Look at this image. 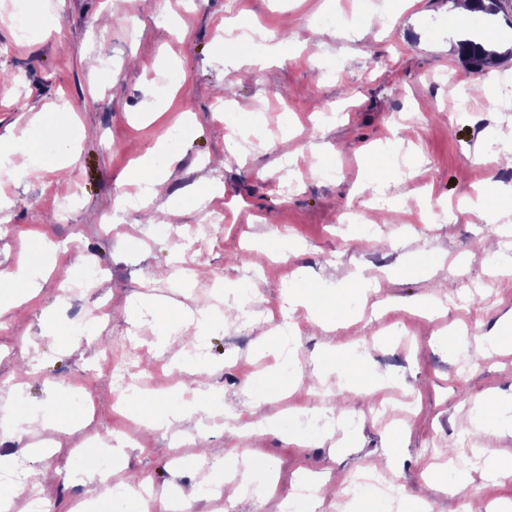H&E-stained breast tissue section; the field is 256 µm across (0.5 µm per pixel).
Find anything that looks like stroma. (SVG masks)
I'll return each mask as SVG.
<instances>
[{
  "label": "stroma",
  "mask_w": 512,
  "mask_h": 512,
  "mask_svg": "<svg viewBox=\"0 0 512 512\" xmlns=\"http://www.w3.org/2000/svg\"><path fill=\"white\" fill-rule=\"evenodd\" d=\"M39 16L35 37L18 41L0 0V137L23 146L0 168V201L11 217L0 223V272L26 268L40 291L0 314V400L22 414V443L5 441L37 478L50 512L78 503L98 512H139L136 499L107 502L101 488L79 480L74 446L89 436H111L124 453L112 474L150 479L155 493H182L189 512H386L387 501L369 476L385 461L390 434L400 458L392 484L410 512H466L465 495H418L432 468L447 465L448 449H463L467 478L484 504L512 502V473L487 481L482 449L512 460V290L480 287L512 269V210L487 222L478 191L512 192V166L488 152L490 139L512 144V111L498 92L512 78V29L504 19L471 15L488 25L505 54L480 70L449 54L467 27L450 0H28ZM248 14L278 43L280 54L261 68L215 33L232 15ZM335 14L332 27L317 17ZM233 87L234 104L218 108L215 87ZM469 107L457 105L460 97ZM69 104L80 124L76 160L62 164L47 113ZM248 111H239V104ZM337 113L328 122L324 113ZM238 152H229L227 139ZM163 181L146 189L128 183L131 161L157 142ZM331 166L333 178L317 169ZM214 182L212 201L224 224L199 249H186L185 229L207 224L210 212L191 195ZM136 194L123 224L104 225L118 196ZM165 207L161 224L137 223L139 206ZM380 225L379 237L342 215ZM445 256L444 276L458 291L434 312L420 305L433 284L425 265L409 266L416 249ZM199 270L191 290L168 280L177 256ZM104 272L76 293L67 281L82 274L81 258ZM385 279L368 299L326 331L304 308L292 315L299 360L285 369L261 339L272 332L290 289L345 288L348 276ZM256 295L250 322L212 303L209 288L235 296L242 284ZM211 310L197 330L204 360L173 363L158 352V303ZM108 307L104 330L74 333L77 318ZM71 333L70 345L45 334L47 322ZM136 339L144 353L133 378L152 383L168 409L186 412L171 426L148 428L138 413L114 411L116 397L103 364L106 351ZM381 342L372 349L370 339ZM368 360L379 384L373 393L324 367L329 357ZM194 368L196 388L182 369ZM210 413L192 417L195 390ZM70 401L86 428L68 437L47 427L59 398ZM493 399L496 418L487 434L463 442L476 401ZM346 415L343 431H328V416ZM255 420L262 433H238ZM309 423L304 444L293 424ZM205 434L209 456L193 441ZM52 448L36 462L27 444ZM252 461L261 485L275 466L277 498L248 490L236 501L199 495L202 475L224 484L235 477L231 449ZM221 469H214V462ZM364 487L348 492L349 483ZM302 480L326 481L338 494L293 495Z\"/></svg>",
  "instance_id": "35a3bbf8"
}]
</instances>
